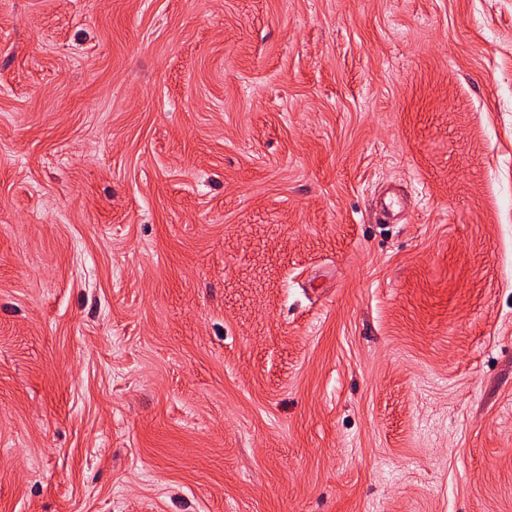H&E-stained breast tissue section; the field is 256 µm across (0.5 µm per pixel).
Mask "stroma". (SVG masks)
<instances>
[{"label":"stroma","mask_w":512,"mask_h":512,"mask_svg":"<svg viewBox=\"0 0 512 512\" xmlns=\"http://www.w3.org/2000/svg\"><path fill=\"white\" fill-rule=\"evenodd\" d=\"M0 512H512V0H0Z\"/></svg>","instance_id":"stroma-1"}]
</instances>
